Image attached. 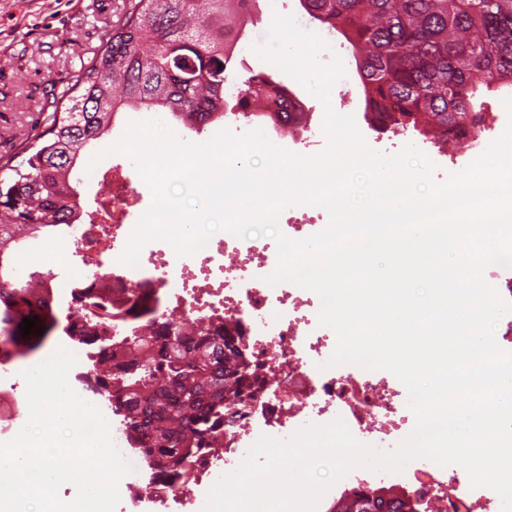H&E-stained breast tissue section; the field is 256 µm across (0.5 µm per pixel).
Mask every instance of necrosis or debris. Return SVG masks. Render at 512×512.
Returning <instances> with one entry per match:
<instances>
[{
    "label": "necrosis or debris",
    "mask_w": 512,
    "mask_h": 512,
    "mask_svg": "<svg viewBox=\"0 0 512 512\" xmlns=\"http://www.w3.org/2000/svg\"><path fill=\"white\" fill-rule=\"evenodd\" d=\"M105 177L110 190L103 200L104 215H93L71 231L80 258L77 269L54 275L65 326L56 343L80 356L70 372L73 391L98 406L106 398L95 352L72 339L73 331L87 323L83 303L99 294L127 311L142 288L153 291L149 304L157 322H189L207 333L236 337L260 385L223 438L205 449L177 482L155 477L141 454L130 448L117 417H110L116 427L113 441L134 467L118 482L116 512H183L186 506L202 505L210 488L238 467L260 437L285 440L308 424L342 419L358 441L383 450L394 449L410 434L415 416L399 379L385 370L329 366L337 337L318 323L319 296L289 282L266 283L278 263L275 238L240 239L226 231L184 256L166 242L151 240L143 245L138 266L123 264L117 246L129 242L138 223L129 211L137 190L123 168H112ZM107 261L112 264L108 277L100 273ZM346 482L351 489L370 491L394 483L414 512H499L497 493L472 487L468 473L456 465L416 459L401 473L355 470Z\"/></svg>",
    "instance_id": "1"
}]
</instances>
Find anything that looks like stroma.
<instances>
[{
  "label": "stroma",
  "mask_w": 512,
  "mask_h": 512,
  "mask_svg": "<svg viewBox=\"0 0 512 512\" xmlns=\"http://www.w3.org/2000/svg\"><path fill=\"white\" fill-rule=\"evenodd\" d=\"M122 0H0V156H20L24 143L33 141L43 130V119L55 108V102L82 64L104 48L120 16ZM302 16L298 0H257L244 39L249 49L237 52L235 80L257 73H277L273 63L262 59L257 47L269 39L274 15ZM308 32L317 34L337 52L345 76L333 88L329 103H322L291 76H284L288 90L302 103L304 119L293 132L263 123L269 141L298 155L313 156L327 146L323 130L327 111L352 114L365 143L374 151L394 155L406 144H414L433 165L432 178L445 183L448 178L473 163L477 152L470 147L441 153L418 133L398 130L383 134L372 130L364 117V95L352 52L344 38L329 33L315 22ZM140 109L119 113L112 132L90 149L99 161L97 171L115 166L126 169L138 191L132 200L134 209L149 208L152 193L127 156L112 147L124 135L129 123L141 121Z\"/></svg>",
  "instance_id": "1"
}]
</instances>
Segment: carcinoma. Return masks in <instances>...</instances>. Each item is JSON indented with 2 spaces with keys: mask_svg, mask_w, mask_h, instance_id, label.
I'll return each mask as SVG.
<instances>
[{
  "mask_svg": "<svg viewBox=\"0 0 512 512\" xmlns=\"http://www.w3.org/2000/svg\"><path fill=\"white\" fill-rule=\"evenodd\" d=\"M254 0H123L106 47L73 75L44 129L13 164L0 157V359L26 357L61 331L52 313L49 272L23 277L15 257L51 227L84 221L72 187L81 153L126 107H159L191 131L224 118V80L233 46L246 35ZM314 21L349 43L366 121L378 133L411 128L438 149L477 140L480 88L512 90V0H299ZM239 112L269 113L286 127L302 114L283 81L259 73L242 82ZM91 325H112V305L88 301ZM38 318L43 334H21ZM166 336H95L99 382L132 447L162 476L188 465L224 435L235 405L256 390L235 340L183 327ZM375 512H408L398 496L373 498Z\"/></svg>",
  "mask_w": 512,
  "mask_h": 512,
  "instance_id": "obj_1",
  "label": "carcinoma"
}]
</instances>
